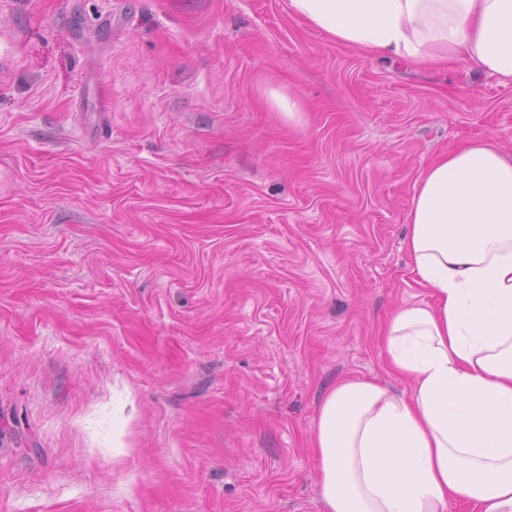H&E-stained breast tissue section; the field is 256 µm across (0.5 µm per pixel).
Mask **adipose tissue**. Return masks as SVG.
I'll list each match as a JSON object with an SVG mask.
<instances>
[{"label":"adipose tissue","instance_id":"obj_1","mask_svg":"<svg viewBox=\"0 0 512 512\" xmlns=\"http://www.w3.org/2000/svg\"><path fill=\"white\" fill-rule=\"evenodd\" d=\"M375 58L459 59L512 82V0H290ZM405 249L430 304L384 331L396 395L344 379L312 435L326 512H512V160L481 141L418 177Z\"/></svg>","mask_w":512,"mask_h":512}]
</instances>
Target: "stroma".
<instances>
[{
    "mask_svg": "<svg viewBox=\"0 0 512 512\" xmlns=\"http://www.w3.org/2000/svg\"><path fill=\"white\" fill-rule=\"evenodd\" d=\"M475 140L512 83L289 0H0V512H325L320 402L407 390L406 215Z\"/></svg>",
    "mask_w": 512,
    "mask_h": 512,
    "instance_id": "obj_1",
    "label": "stroma"
}]
</instances>
